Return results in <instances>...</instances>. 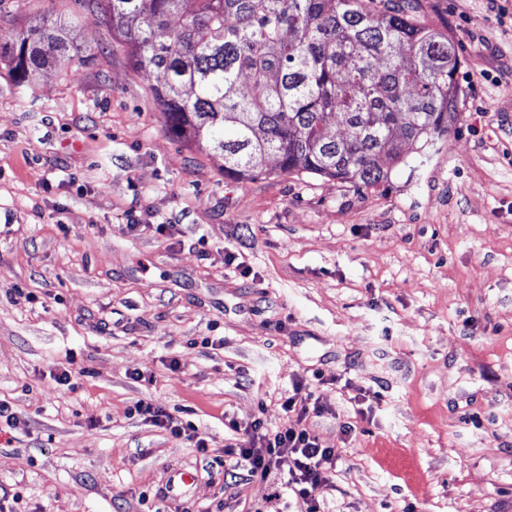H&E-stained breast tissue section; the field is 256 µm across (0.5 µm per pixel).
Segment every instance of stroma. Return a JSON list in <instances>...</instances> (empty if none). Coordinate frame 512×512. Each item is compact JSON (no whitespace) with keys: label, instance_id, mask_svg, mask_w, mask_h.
<instances>
[{"label":"stroma","instance_id":"35a3bbf8","mask_svg":"<svg viewBox=\"0 0 512 512\" xmlns=\"http://www.w3.org/2000/svg\"><path fill=\"white\" fill-rule=\"evenodd\" d=\"M405 8L459 46V120L357 189L225 177L166 130L95 0H0V47L43 19L74 47L23 86L0 58V512H270L284 479L225 478L224 418L280 426L298 379L342 453L325 512H512V12ZM134 412L144 416L145 420H149L154 427L169 433L174 438L184 436L187 439H196L197 450L205 451V439L201 437V433L195 425L191 423L184 424L149 400L141 399L137 401Z\"/></svg>","mask_w":512,"mask_h":512}]
</instances>
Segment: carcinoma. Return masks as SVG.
<instances>
[{
  "mask_svg": "<svg viewBox=\"0 0 512 512\" xmlns=\"http://www.w3.org/2000/svg\"><path fill=\"white\" fill-rule=\"evenodd\" d=\"M176 138L224 156L241 182L303 172L358 188L384 163L425 160L458 118L460 58L448 34L386 0H101ZM180 24L170 27L172 15ZM64 29L30 27L4 49L17 83L70 61ZM338 127V135L329 127Z\"/></svg>",
  "mask_w": 512,
  "mask_h": 512,
  "instance_id": "obj_1",
  "label": "carcinoma"
}]
</instances>
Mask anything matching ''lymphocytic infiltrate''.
I'll return each instance as SVG.
<instances>
[{
	"mask_svg": "<svg viewBox=\"0 0 512 512\" xmlns=\"http://www.w3.org/2000/svg\"><path fill=\"white\" fill-rule=\"evenodd\" d=\"M282 407L285 412L295 414L296 425L271 431L258 418L247 422L228 419L226 427L233 442L226 453L235 458L237 466L243 467L252 478L263 479L272 471H283L287 476L286 487L299 512H321L316 492L331 485L341 456L337 449L323 446L318 436L306 427L305 421L309 415L321 414L324 407L300 380L294 381L292 392ZM134 411L172 437L193 438L197 449H204L205 440L198 429L181 422L151 401H137Z\"/></svg>",
	"mask_w": 512,
	"mask_h": 512,
	"instance_id": "obj_1",
	"label": "lymphocytic infiltrate"
}]
</instances>
